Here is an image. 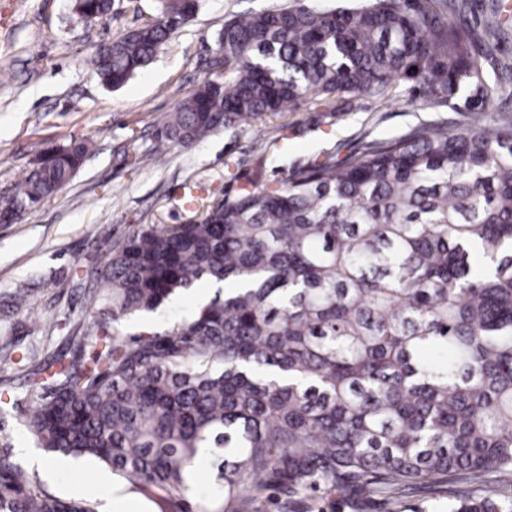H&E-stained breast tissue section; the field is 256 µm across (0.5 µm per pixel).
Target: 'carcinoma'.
<instances>
[{"mask_svg":"<svg viewBox=\"0 0 512 512\" xmlns=\"http://www.w3.org/2000/svg\"><path fill=\"white\" fill-rule=\"evenodd\" d=\"M149 25L90 59L109 89L146 67L200 0H159ZM291 0L224 20L220 70L182 99L165 139L188 148L221 129L307 107L387 104L410 84L422 109L465 112L461 130L423 122L244 186L200 221L141 224L87 273L89 303L68 348L15 359L33 396L21 424L38 447L92 456L145 491L185 499L192 470L213 490L181 512H259L277 497L383 495L472 484L453 512H512V62L497 56L512 19L491 0ZM83 20L111 0H75ZM84 142L48 149L0 197V223L68 184ZM206 282L161 331L131 337ZM92 346L85 354L86 346ZM0 512H94L63 501L0 455ZM196 305L197 301L194 294L180 296L168 307L167 312L164 315L154 314L128 318L122 323L120 331L125 335L133 334L142 327L153 328L157 331H161L172 323L188 316L194 310Z\"/></svg>","mask_w":512,"mask_h":512,"instance_id":"cac0c4a2","label":"carcinoma"}]
</instances>
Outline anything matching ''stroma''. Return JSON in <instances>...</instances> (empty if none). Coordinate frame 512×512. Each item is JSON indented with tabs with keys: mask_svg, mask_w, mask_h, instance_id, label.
<instances>
[{
	"mask_svg": "<svg viewBox=\"0 0 512 512\" xmlns=\"http://www.w3.org/2000/svg\"><path fill=\"white\" fill-rule=\"evenodd\" d=\"M284 0H202L151 63L117 90L106 88L88 63L96 48L127 29L152 23L158 0H114L108 19L85 22L73 0H0V194L33 169L39 152L83 140L89 151L70 182L17 223L0 224V342L16 355L47 357L67 346L71 325L84 313L86 268L102 264L108 244L142 224H182L193 214L182 191L204 186L210 196H233L248 180L277 186L293 167L325 154L344 158L363 143L399 135L422 121L465 126L463 113L422 112L400 92L379 103L360 95L348 111L279 112L250 127L228 128L192 147L162 136L169 112L209 75L217 33L225 18L259 13ZM151 161L141 167L132 159ZM20 285L31 291L28 307L10 305ZM194 295L180 296L165 314L126 319L121 331L161 330L188 316ZM30 394L10 371L0 372V423L11 437L8 453L19 466L21 447H33L18 418ZM112 470L93 457H67L43 484L64 500L89 501L101 512L97 492ZM447 494L434 489L405 495L397 506L350 494L336 503L297 498L261 512H450Z\"/></svg>",
	"mask_w": 512,
	"mask_h": 512,
	"instance_id": "obj_1",
	"label": "stroma"
}]
</instances>
